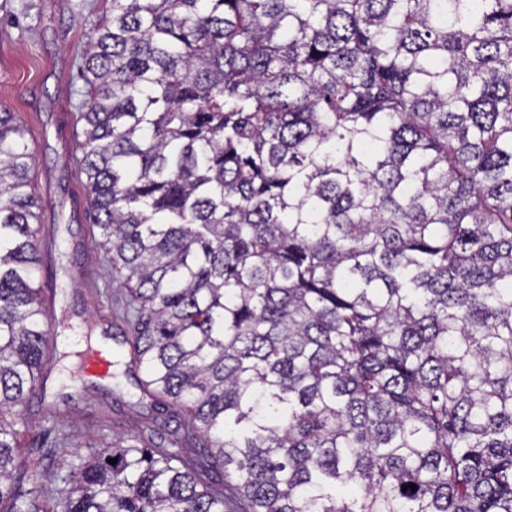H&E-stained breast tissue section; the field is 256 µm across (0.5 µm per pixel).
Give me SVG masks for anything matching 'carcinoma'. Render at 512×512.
Instances as JSON below:
<instances>
[{
    "mask_svg": "<svg viewBox=\"0 0 512 512\" xmlns=\"http://www.w3.org/2000/svg\"><path fill=\"white\" fill-rule=\"evenodd\" d=\"M105 2L79 173L187 420L61 512H512V0ZM34 162L0 105V512H46Z\"/></svg>",
    "mask_w": 512,
    "mask_h": 512,
    "instance_id": "obj_1",
    "label": "carcinoma"
}]
</instances>
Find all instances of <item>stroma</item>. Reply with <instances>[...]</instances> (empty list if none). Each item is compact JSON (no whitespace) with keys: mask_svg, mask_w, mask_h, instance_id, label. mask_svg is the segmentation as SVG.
Wrapping results in <instances>:
<instances>
[{"mask_svg":"<svg viewBox=\"0 0 512 512\" xmlns=\"http://www.w3.org/2000/svg\"><path fill=\"white\" fill-rule=\"evenodd\" d=\"M102 8V0H0V105L15 112L36 155L37 278L42 306L56 326L44 347V384L26 403L27 417L34 428L50 429L55 449L46 452L34 428L21 442L52 507L61 463L120 436L162 442L186 418L176 407L151 409L127 374L130 349L115 343L128 331L127 291L113 282L86 216L85 179L76 162L85 91L80 65ZM89 346L118 355V365L103 377L88 373L80 355Z\"/></svg>","mask_w":512,"mask_h":512,"instance_id":"35a3bbf8","label":"stroma"}]
</instances>
